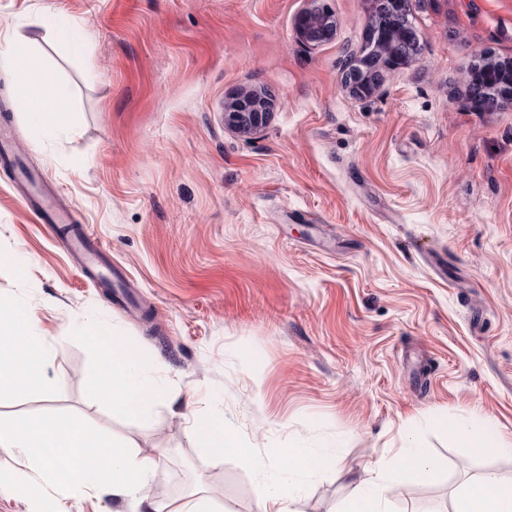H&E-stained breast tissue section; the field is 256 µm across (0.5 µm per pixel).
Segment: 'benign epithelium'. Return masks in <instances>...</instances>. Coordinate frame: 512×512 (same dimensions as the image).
<instances>
[{
  "label": "benign epithelium",
  "instance_id": "1",
  "mask_svg": "<svg viewBox=\"0 0 512 512\" xmlns=\"http://www.w3.org/2000/svg\"><path fill=\"white\" fill-rule=\"evenodd\" d=\"M295 33L301 44L318 47L333 39L336 23L320 0H311L310 7L302 11L295 21ZM416 43V34L409 27L397 31L371 20L365 27V42L360 54L352 58L343 75L345 87L360 99L373 96L380 88L383 73L407 61L395 51L399 40ZM483 71V81L498 89L499 106H512V60L488 58ZM274 100L263 93L246 92L225 106L224 123L230 129L251 135L266 123Z\"/></svg>",
  "mask_w": 512,
  "mask_h": 512
}]
</instances>
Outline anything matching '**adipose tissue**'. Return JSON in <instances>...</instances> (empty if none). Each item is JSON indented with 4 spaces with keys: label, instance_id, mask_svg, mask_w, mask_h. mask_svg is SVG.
Listing matches in <instances>:
<instances>
[{
    "label": "adipose tissue",
    "instance_id": "adipose-tissue-1",
    "mask_svg": "<svg viewBox=\"0 0 512 512\" xmlns=\"http://www.w3.org/2000/svg\"><path fill=\"white\" fill-rule=\"evenodd\" d=\"M14 81L25 92V108L39 136L52 137L68 129L70 93L66 86L35 62L17 69ZM32 327L29 310L0 298V394L20 393L42 382L46 351ZM98 354L100 403L121 414L141 417L162 398L163 391L151 375L153 360L149 355L125 344L100 347ZM191 433L215 463H223L225 455L231 453L257 465L261 475L258 512H295L307 478L327 469L344 473L335 453L297 444L273 449L268 463L257 464L238 431L215 412L194 415ZM54 448L66 449L70 473H62L56 464L50 454ZM0 450L28 454L30 473L0 472V486L29 498L35 512H59L40 494L43 485L60 487L73 495L107 493L126 503L129 512H234L232 505L215 500L203 489L193 492L185 502L160 504L145 488L165 449H158L153 457L143 456L111 436L92 433L67 418H0ZM437 471L434 459L412 446H403L393 461L378 458L368 462L362 473L349 477L342 512H392L391 490L410 479L434 482ZM451 512H512V486H504L495 475H483L455 491Z\"/></svg>",
    "mask_w": 512,
    "mask_h": 512
}]
</instances>
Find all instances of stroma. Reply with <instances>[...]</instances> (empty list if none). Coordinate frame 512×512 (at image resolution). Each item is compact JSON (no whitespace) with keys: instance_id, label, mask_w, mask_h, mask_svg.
Returning a JSON list of instances; mask_svg holds the SVG:
<instances>
[{"instance_id":"obj_1","label":"stroma","mask_w":512,"mask_h":512,"mask_svg":"<svg viewBox=\"0 0 512 512\" xmlns=\"http://www.w3.org/2000/svg\"><path fill=\"white\" fill-rule=\"evenodd\" d=\"M325 2L336 34L310 49L294 31L307 0H0V52L31 42L72 116L35 137L1 64L0 138L125 291L60 248L1 166L0 296L31 310L47 359L39 387L0 394V417L166 449L153 483L179 501L221 479L236 512H255L260 475L214 464L188 436L195 411L223 412L259 458L327 444L353 472L412 437L441 471L399 487L395 512H446L486 473L512 482L493 450L512 443V106L470 89L473 64L512 57V0H411L419 51L367 99L341 79L370 0ZM47 11L77 20L82 54L40 26ZM242 89L276 101L255 135L224 124ZM84 323L153 356L167 395L147 416L98 403ZM449 420L485 424L489 449ZM345 496L326 471L295 508Z\"/></svg>"}]
</instances>
